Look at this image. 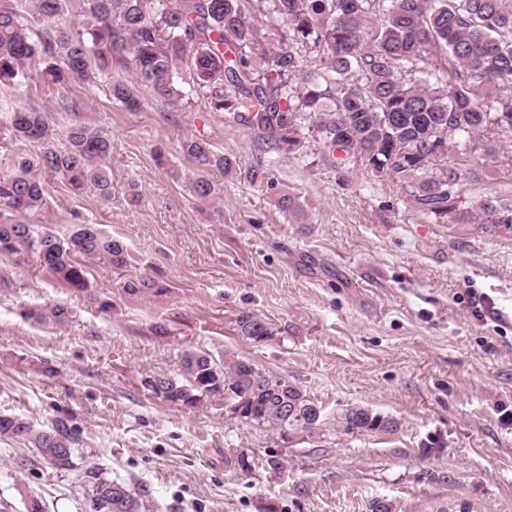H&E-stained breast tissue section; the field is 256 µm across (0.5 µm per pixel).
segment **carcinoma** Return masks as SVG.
<instances>
[{
    "mask_svg": "<svg viewBox=\"0 0 512 512\" xmlns=\"http://www.w3.org/2000/svg\"><path fill=\"white\" fill-rule=\"evenodd\" d=\"M68 0H36L39 17L55 26L34 33L21 21L22 0H0V84L24 77L33 60L43 67L32 79L51 85L73 80L96 83L116 64L130 66L134 80H114L110 95L129 112L141 108L137 86L175 103L187 94L202 97L212 112H225L255 130L263 145L277 153L302 147L303 124L315 128L339 164L361 161L373 173L396 178L410 189V199L427 215L450 214L465 223L478 216L484 224H512V206L483 200L475 209L458 208L457 172L448 166V133L472 141L512 134V0H81L90 26L81 33L57 24ZM276 14L282 32H264L258 15ZM441 46L452 64L448 80L429 69L427 48ZM318 64L304 70L305 59ZM188 59L192 83L179 82V67ZM419 71L421 78L403 73ZM1 128L15 139L47 142L53 136L48 114L35 107L9 112ZM63 151L46 148L33 162L21 157L0 176V248L10 254L32 253L58 282L88 291L81 255L105 267L126 265L124 244L94 224H78L62 241L45 230L37 233L23 217L46 204L45 183L35 169L61 176L75 192L94 190L112 198L105 164L112 156V137L104 130L74 125L65 133ZM181 149L194 163L188 188L199 204L213 201L218 189L208 178L216 169L238 171L234 158L219 154L211 143L188 137ZM248 181L277 196L285 210L294 199L280 190L258 163L245 171ZM38 320L62 324L69 310L56 305L30 311ZM249 340L273 337L271 327L252 314L238 320ZM288 379L262 372L247 359L185 348L179 373L147 380L151 392L165 401L196 406L208 398L243 403L240 420L282 430L319 428L322 418L307 416L313 404L296 386L289 392L298 409L275 408L272 390ZM347 434L394 431L397 421L364 406H352L341 418ZM0 436L23 438L46 455L66 448L55 468L69 470L78 431L59 418L47 430H36L19 415L0 414ZM87 512H142L137 492L124 507H114L111 479L95 466L83 473Z\"/></svg>",
    "mask_w": 512,
    "mask_h": 512,
    "instance_id": "carcinoma-1",
    "label": "carcinoma"
}]
</instances>
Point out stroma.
<instances>
[{
    "label": "stroma",
    "mask_w": 512,
    "mask_h": 512,
    "mask_svg": "<svg viewBox=\"0 0 512 512\" xmlns=\"http://www.w3.org/2000/svg\"><path fill=\"white\" fill-rule=\"evenodd\" d=\"M39 68L31 63L29 77ZM29 77L0 85V118L11 107L48 112L60 149L75 123L112 138L111 200L46 172L47 202L30 223L62 239L98 225L128 261L87 264L83 293L33 254L0 253V413L38 429L66 417L79 437L69 470L26 440L0 437V512H25L30 496L46 512H85L88 465L143 492L148 512H368L377 497L399 512L461 502L512 512V224L427 215L398 180L333 164L311 131L282 156L195 97L171 104L142 85V107L129 112L105 81ZM191 135L240 167L212 172L220 196L204 207L185 181L194 164L180 143ZM259 162L296 210L245 179ZM448 163L460 207L512 203V137L488 152L459 145ZM142 276L155 287L129 293L125 282ZM55 304L68 321L30 318ZM245 313L269 323L272 339L242 337ZM188 346L288 378L321 407V426L284 431L244 423L220 400L157 398L146 380L176 374ZM357 405L396 419L397 430L343 433ZM242 453L254 461L246 473Z\"/></svg>",
    "instance_id": "35a3bbf8"
}]
</instances>
